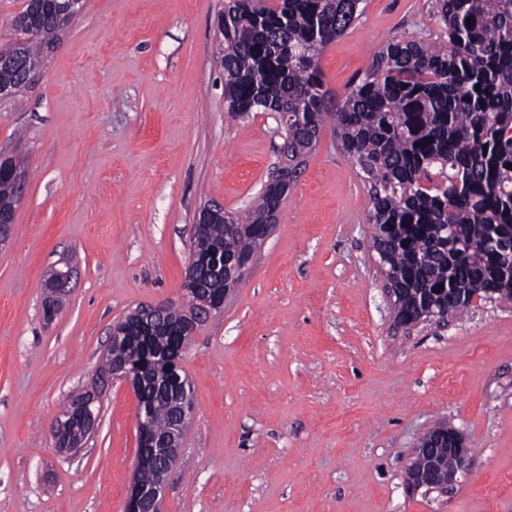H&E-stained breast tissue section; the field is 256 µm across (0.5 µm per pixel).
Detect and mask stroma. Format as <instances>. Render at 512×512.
Returning a JSON list of instances; mask_svg holds the SVG:
<instances>
[{"label": "stroma", "instance_id": "1", "mask_svg": "<svg viewBox=\"0 0 512 512\" xmlns=\"http://www.w3.org/2000/svg\"><path fill=\"white\" fill-rule=\"evenodd\" d=\"M435 0H364L322 52L333 99L391 39L447 40ZM224 0H84L35 86L0 97V154L25 192L0 249V512H123L137 401L101 378L113 325L181 303L205 204L239 213L281 160L271 112L231 119L216 63ZM370 185L324 125L278 222L183 354L195 415L164 512H512V304L447 326L393 323L371 251ZM77 276L54 320L47 271ZM101 390L74 456L52 426ZM445 422L474 451L445 494L411 488L418 439Z\"/></svg>", "mask_w": 512, "mask_h": 512}]
</instances>
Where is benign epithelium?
I'll list each match as a JSON object with an SVG mask.
<instances>
[{
  "instance_id": "benign-epithelium-1",
  "label": "benign epithelium",
  "mask_w": 512,
  "mask_h": 512,
  "mask_svg": "<svg viewBox=\"0 0 512 512\" xmlns=\"http://www.w3.org/2000/svg\"><path fill=\"white\" fill-rule=\"evenodd\" d=\"M31 12L39 13L47 5L52 4L64 9L76 17L81 11V0H29ZM0 178H7L18 188L24 185V174L20 165L10 157L0 159ZM211 265L223 270L224 287L211 288L205 297L195 299L192 290L198 288L199 273L202 264ZM253 258L244 257L227 261L224 257L214 258L205 255L198 242H192L183 282L184 317L176 325L168 327L171 334L174 355L159 365L155 380L158 383H176L182 396L178 397L173 422L169 430L160 434L150 424V405L147 401L138 404L136 423L138 429V446L142 451L136 457V469L133 483L130 485L124 512H163L165 482L178 462V448L185 430L190 423L195 407L190 405L186 393V380L181 374L180 357L185 349L186 339L193 336L202 321L216 313L224 311V305L230 294L241 283L250 267ZM74 268L70 262H62V266L51 269L47 276V287L51 288V296L43 306V315L51 320L59 309L58 296L68 287L73 277ZM167 305L155 304L144 306L141 321L135 324L116 326L112 330L110 345H137L145 342L154 333V321L164 319ZM153 357L150 351L143 350L138 355L122 362L112 364V374L108 378L126 384L139 397L142 395L144 372L151 368ZM100 394L95 389H87L73 395L68 402L70 410L76 416L66 415L57 421L52 434L56 439H66L62 448L64 452H78L87 440L96 433L99 426ZM434 438L428 442H419L414 449L413 458L424 459L421 468L409 465L407 480L417 489L424 488L427 492L446 494L459 483V476L468 474L473 468V453L465 437L457 429L439 424L433 427ZM150 469L155 480L146 483L141 473Z\"/></svg>"
}]
</instances>
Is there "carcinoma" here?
<instances>
[{
  "label": "carcinoma",
  "instance_id": "obj_1",
  "mask_svg": "<svg viewBox=\"0 0 512 512\" xmlns=\"http://www.w3.org/2000/svg\"><path fill=\"white\" fill-rule=\"evenodd\" d=\"M362 0H227L218 15L227 112H286L287 154L308 157L332 121L337 149L371 184L369 223L382 277L399 289L393 312L425 303L440 312L454 291L512 303V0H436L448 41L392 40L335 110L318 60L359 18ZM471 24H466V19ZM72 21L42 18L0 48V78L15 96ZM480 90H475V87ZM21 197L0 184V214ZM280 205L262 192L246 214L195 229L231 258L255 252L257 228ZM498 238L501 251L486 242ZM485 288L505 292L489 298ZM151 424L169 428L174 406L154 388Z\"/></svg>",
  "mask_w": 512,
  "mask_h": 512
}]
</instances>
